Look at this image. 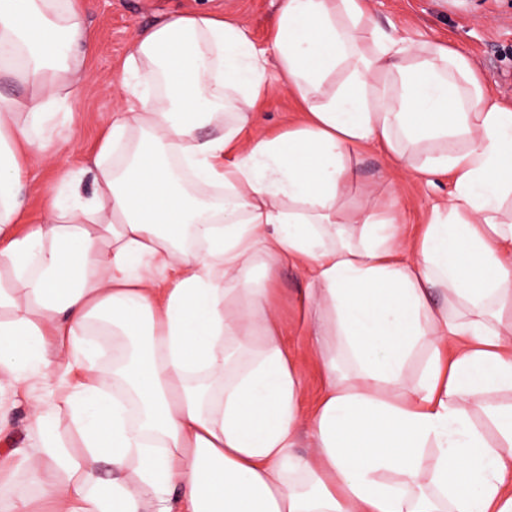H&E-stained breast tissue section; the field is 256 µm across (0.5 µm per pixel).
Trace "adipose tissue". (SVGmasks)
<instances>
[{
    "instance_id": "adipose-tissue-1",
    "label": "adipose tissue",
    "mask_w": 512,
    "mask_h": 512,
    "mask_svg": "<svg viewBox=\"0 0 512 512\" xmlns=\"http://www.w3.org/2000/svg\"><path fill=\"white\" fill-rule=\"evenodd\" d=\"M90 10L0 0L22 88L0 92V403L22 395L39 436L0 475L26 465L50 512H512V105L365 0H281L267 53L167 16L124 60L92 196L50 194L21 235ZM275 79L303 119L260 134ZM369 148L454 180L414 243L343 202ZM285 263L310 281L307 414L270 299Z\"/></svg>"
}]
</instances>
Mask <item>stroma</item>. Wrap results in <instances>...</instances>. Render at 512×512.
<instances>
[{
	"mask_svg": "<svg viewBox=\"0 0 512 512\" xmlns=\"http://www.w3.org/2000/svg\"><path fill=\"white\" fill-rule=\"evenodd\" d=\"M280 0H92L88 17L91 33L86 47L87 65L77 95L68 108L50 115L52 133L45 141V164L38 171L40 193L32 195L20 218V230L41 223L49 192L66 188L79 179L83 193L93 191L92 176L84 166L104 136L118 101L112 85L120 78V65L141 29L167 14L208 12L245 26L257 46L268 47L273 38L272 19ZM377 21L397 35L416 42L447 44L477 66L491 91L512 104V0H368ZM298 110L280 85H272L259 118L261 131L287 132ZM359 188L350 201L360 200L369 188L385 197L397 192L396 209L408 239H415L434 204L447 201L452 180L436 176L426 180L396 167L376 150L357 159ZM274 308L287 336L289 348L303 357L301 407L311 410L322 390V378L313 353V339L306 331L301 297L307 281L293 266L274 269Z\"/></svg>",
	"mask_w": 512,
	"mask_h": 512,
	"instance_id": "1",
	"label": "stroma"
}]
</instances>
